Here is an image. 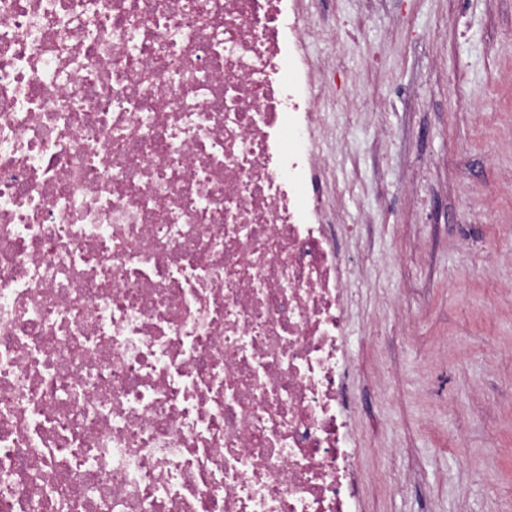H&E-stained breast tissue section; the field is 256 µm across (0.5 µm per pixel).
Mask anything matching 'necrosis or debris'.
Segmentation results:
<instances>
[{
	"instance_id": "obj_1",
	"label": "necrosis or debris",
	"mask_w": 512,
	"mask_h": 512,
	"mask_svg": "<svg viewBox=\"0 0 512 512\" xmlns=\"http://www.w3.org/2000/svg\"><path fill=\"white\" fill-rule=\"evenodd\" d=\"M313 34L299 0H0V512H351Z\"/></svg>"
}]
</instances>
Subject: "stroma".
<instances>
[{"label": "stroma", "mask_w": 512, "mask_h": 512, "mask_svg": "<svg viewBox=\"0 0 512 512\" xmlns=\"http://www.w3.org/2000/svg\"><path fill=\"white\" fill-rule=\"evenodd\" d=\"M352 225L354 512H512V0H305ZM331 59L335 69L322 70ZM347 145L338 149L336 137Z\"/></svg>", "instance_id": "obj_1"}]
</instances>
